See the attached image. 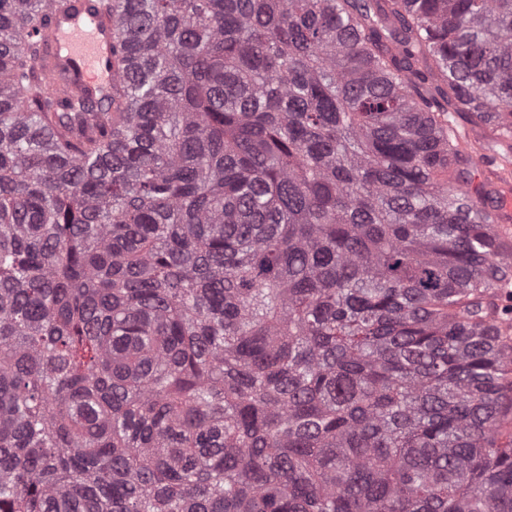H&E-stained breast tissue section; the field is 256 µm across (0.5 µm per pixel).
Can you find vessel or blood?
I'll use <instances>...</instances> for the list:
<instances>
[{
	"label": "vessel or blood",
	"instance_id": "b4317fda",
	"mask_svg": "<svg viewBox=\"0 0 512 512\" xmlns=\"http://www.w3.org/2000/svg\"><path fill=\"white\" fill-rule=\"evenodd\" d=\"M92 0H74L68 13L50 19L47 56L40 67L51 82L66 91L99 94L110 89L118 68L112 59V25L94 14ZM474 182L490 185L501 226L512 225V171L500 167L499 157L484 153L474 162Z\"/></svg>",
	"mask_w": 512,
	"mask_h": 512
}]
</instances>
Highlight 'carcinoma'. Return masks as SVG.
I'll list each match as a JSON object with an SVG mask.
<instances>
[{
	"instance_id": "carcinoma-1",
	"label": "carcinoma",
	"mask_w": 512,
	"mask_h": 512,
	"mask_svg": "<svg viewBox=\"0 0 512 512\" xmlns=\"http://www.w3.org/2000/svg\"><path fill=\"white\" fill-rule=\"evenodd\" d=\"M0 0V512H512V0ZM73 3L69 13L52 15L47 56L39 68L67 92L104 93L118 74L112 59V25L94 14L92 0ZM499 159L500 156L493 153H482L475 159L473 186L485 181L488 188L495 192V213L498 223L501 224V231L506 237L509 233V224L512 225V171L511 168L507 171L501 169Z\"/></svg>"
}]
</instances>
